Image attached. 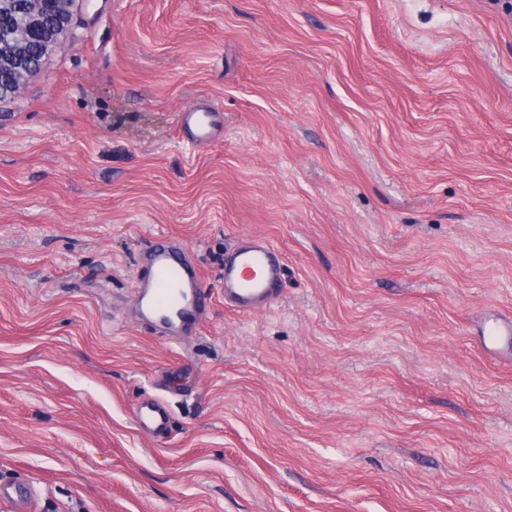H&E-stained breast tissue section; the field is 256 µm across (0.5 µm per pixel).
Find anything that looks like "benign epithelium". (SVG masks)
Wrapping results in <instances>:
<instances>
[{"label":"benign epithelium","instance_id":"7a95c632","mask_svg":"<svg viewBox=\"0 0 512 512\" xmlns=\"http://www.w3.org/2000/svg\"><path fill=\"white\" fill-rule=\"evenodd\" d=\"M88 0H28L27 29L10 43L0 41V68L8 70L11 80L0 86V100L16 97L35 74L30 65L29 45L38 39L51 53L56 45L72 34L73 20Z\"/></svg>","mask_w":512,"mask_h":512}]
</instances>
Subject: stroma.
I'll list each match as a JSON object with an SVG mask.
<instances>
[{
  "instance_id": "35a3bbf8",
  "label": "stroma",
  "mask_w": 512,
  "mask_h": 512,
  "mask_svg": "<svg viewBox=\"0 0 512 512\" xmlns=\"http://www.w3.org/2000/svg\"><path fill=\"white\" fill-rule=\"evenodd\" d=\"M223 113L209 146L177 125ZM283 257L224 303L245 236ZM212 295L143 319L149 240ZM512 14L89 0L0 102V480L37 512H512ZM164 401L157 437L134 409ZM282 266L279 252L265 239L237 247L222 266L224 302L242 312L269 304L281 281Z\"/></svg>"
}]
</instances>
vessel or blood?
<instances>
[{
    "label": "vessel or blood",
    "mask_w": 512,
    "mask_h": 512,
    "mask_svg": "<svg viewBox=\"0 0 512 512\" xmlns=\"http://www.w3.org/2000/svg\"><path fill=\"white\" fill-rule=\"evenodd\" d=\"M178 123L185 136L196 145L213 141L221 127L219 113L188 109L179 113ZM143 257L152 276L136 288L137 304L149 321L179 332L194 329L209 295L188 265L184 252L162 239L147 244ZM282 258L267 240L258 238L234 249L222 266L224 301L242 312L269 304L282 276ZM136 417L150 422L155 429L167 430L170 415L157 400L142 399ZM36 495L24 483L0 484V502L10 512H31Z\"/></svg>",
    "instance_id": "1"
}]
</instances>
